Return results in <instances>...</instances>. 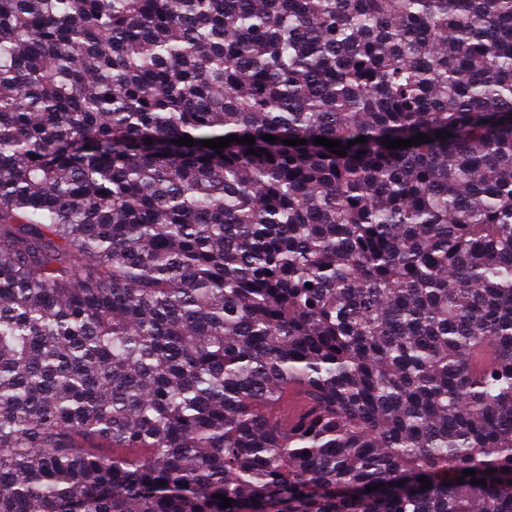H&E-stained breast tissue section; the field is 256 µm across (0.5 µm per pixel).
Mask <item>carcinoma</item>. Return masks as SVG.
Masks as SVG:
<instances>
[{"instance_id":"carcinoma-1","label":"carcinoma","mask_w":512,"mask_h":512,"mask_svg":"<svg viewBox=\"0 0 512 512\" xmlns=\"http://www.w3.org/2000/svg\"><path fill=\"white\" fill-rule=\"evenodd\" d=\"M0 512H512V0H0Z\"/></svg>"}]
</instances>
